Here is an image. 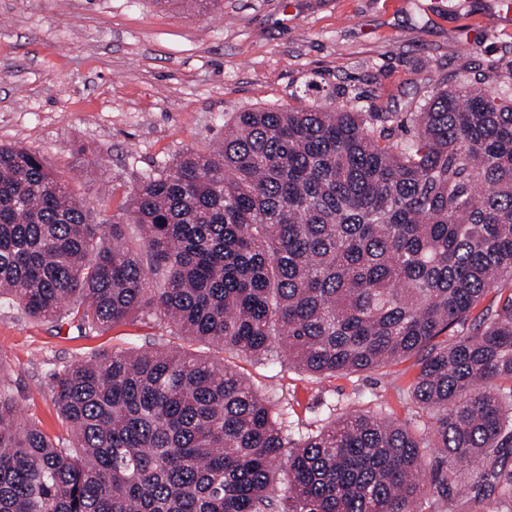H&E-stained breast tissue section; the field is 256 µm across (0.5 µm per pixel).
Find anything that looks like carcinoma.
Instances as JSON below:
<instances>
[{"label": "carcinoma", "instance_id": "cac0c4a2", "mask_svg": "<svg viewBox=\"0 0 512 512\" xmlns=\"http://www.w3.org/2000/svg\"><path fill=\"white\" fill-rule=\"evenodd\" d=\"M496 80L457 74L418 112H237L218 148L133 189L134 239L0 145V301L179 340L53 373L67 440L0 377V512H416L429 481L512 512V84ZM195 344L319 378L415 358L431 432L354 413L294 439ZM426 448L448 459L430 479Z\"/></svg>", "mask_w": 512, "mask_h": 512}]
</instances>
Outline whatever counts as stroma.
I'll return each mask as SVG.
<instances>
[{
    "label": "stroma",
    "mask_w": 512,
    "mask_h": 512,
    "mask_svg": "<svg viewBox=\"0 0 512 512\" xmlns=\"http://www.w3.org/2000/svg\"><path fill=\"white\" fill-rule=\"evenodd\" d=\"M0 0V144L38 155L95 213L129 223L132 189L182 152L218 144L235 112L357 98L416 112L463 66L512 75V0ZM166 329L102 332L0 307V374L24 416L63 435L51 375L101 350L146 349ZM224 361L289 412L292 437L353 412L415 429L413 360L315 378L288 361Z\"/></svg>",
    "instance_id": "1"
}]
</instances>
